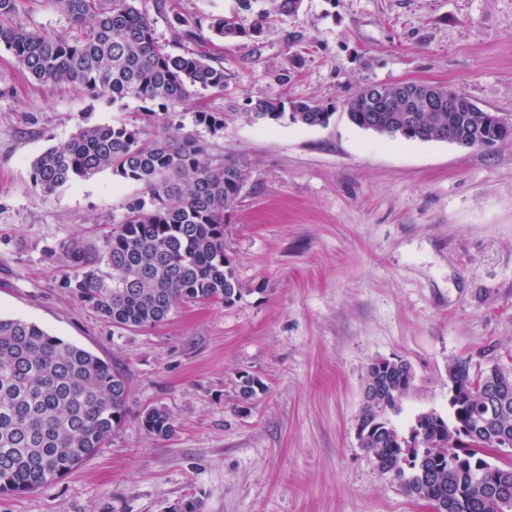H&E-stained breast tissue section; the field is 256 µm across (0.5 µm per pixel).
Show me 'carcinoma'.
Here are the masks:
<instances>
[{
	"instance_id": "obj_1",
	"label": "carcinoma",
	"mask_w": 512,
	"mask_h": 512,
	"mask_svg": "<svg viewBox=\"0 0 512 512\" xmlns=\"http://www.w3.org/2000/svg\"><path fill=\"white\" fill-rule=\"evenodd\" d=\"M136 0H42L67 16L72 30L47 35L17 22L23 0H0V46L34 80L70 84L112 102L139 100L153 117L192 101L200 90H224V66L215 42L259 37L271 13L292 14L303 0H271L272 11L252 12L239 0L237 13L207 16L176 12L175 52L159 44ZM208 29L212 38L202 36ZM418 84H373L346 101L347 118L364 129L374 123L400 132L402 140H446L462 123L478 125L486 112H450L426 105ZM291 112H286V109ZM247 117L277 121L289 116L303 126H322L333 112L315 101H250ZM216 133L224 114L196 113ZM144 187L148 199L127 206L121 224L100 250L76 242L59 245L71 273L64 282L84 305L127 328L155 327L185 302H235L241 295L235 267L224 252V218L243 181L238 162H210L205 146L177 127L164 138L125 121L81 124L71 138L35 157L32 178L42 195L103 171ZM384 389L377 410L357 418L360 445L375 466L407 496L428 502L432 512H512V467L491 464L486 449L512 442V369L489 361L473 375L470 363L448 364V382L461 395L452 419L430 411L400 433L389 414L399 410L414 374L401 361L369 364L365 383ZM505 381L508 390L491 400L485 388ZM263 383L246 377L239 397L250 401ZM128 381L118 368L39 325L0 317V494H24L63 477L103 446L128 417ZM152 439L175 431L164 407L139 415Z\"/></svg>"
}]
</instances>
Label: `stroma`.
<instances>
[{
  "label": "stroma",
  "mask_w": 512,
  "mask_h": 512,
  "mask_svg": "<svg viewBox=\"0 0 512 512\" xmlns=\"http://www.w3.org/2000/svg\"><path fill=\"white\" fill-rule=\"evenodd\" d=\"M137 0L160 44L173 11L232 14L238 0ZM224 89L199 91L146 122L112 103L43 85L0 47V316L36 323L124 371L129 415L72 473L0 512H430L361 448L357 418L373 359L415 380L393 424L450 417L448 364L512 365V138L460 148L362 130L341 104L369 84L422 82L465 92L512 119V0H303L259 40L218 43ZM257 99L333 107L328 125L254 122ZM220 112L214 133L195 121ZM123 119L161 135L178 125L213 164L239 161L224 222L242 288L231 305H180L164 323L122 330L63 282L58 246L102 247L139 184L104 171L45 197L31 162L81 124ZM265 390L248 403L241 375ZM162 406L175 431L149 438L138 415Z\"/></svg>",
  "instance_id": "obj_1"
}]
</instances>
